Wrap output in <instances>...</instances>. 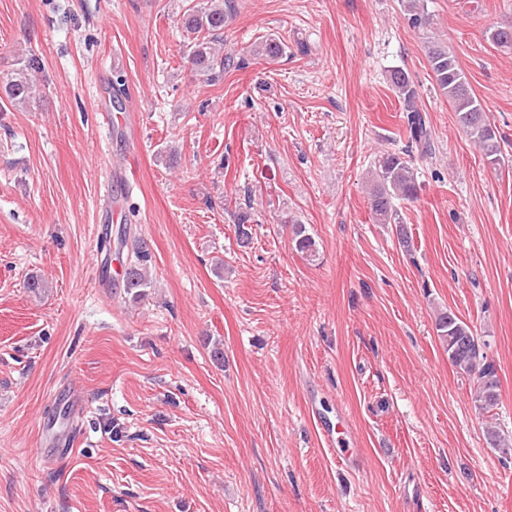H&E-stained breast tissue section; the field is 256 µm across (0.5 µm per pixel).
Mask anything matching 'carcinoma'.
Segmentation results:
<instances>
[{
  "label": "carcinoma",
  "instance_id": "cac0c4a2",
  "mask_svg": "<svg viewBox=\"0 0 512 512\" xmlns=\"http://www.w3.org/2000/svg\"><path fill=\"white\" fill-rule=\"evenodd\" d=\"M408 20L415 28L429 25V16L421 0H409ZM233 8L232 0H202L187 8L182 15V27L189 40L188 57L196 72L209 82L224 76V70L234 65L232 55L222 54L216 45L223 44L222 33L227 13ZM287 46L276 37H268L254 43L252 55L274 60L286 54ZM427 58L440 90L456 112L458 122L467 135L482 150L492 165L500 162L501 144L485 112L481 100L473 92L457 58L446 48L433 42L427 45ZM42 68V61L30 55L4 87L8 102L13 106L29 108L37 99V89L30 74ZM391 87L403 103L411 145L427 156L433 153L432 131L425 113L416 104L417 89L409 75L402 69L389 74ZM370 209L376 224H398L400 216L395 206L397 200L417 197L419 184L411 161L396 152H384L375 162L370 175ZM251 213L239 211L236 231L246 243L251 237ZM292 241L297 251L312 254L315 240L308 234L306 225L295 221L292 225ZM151 253L148 242L136 240L129 259L130 271L124 279L126 294L137 302L146 297L154 282L148 268ZM439 337L448 352V360L473 381L475 406L486 414L497 409L501 383L493 360L481 349L472 347L475 335L471 327L450 311L442 312L436 320Z\"/></svg>",
  "mask_w": 512,
  "mask_h": 512
}]
</instances>
